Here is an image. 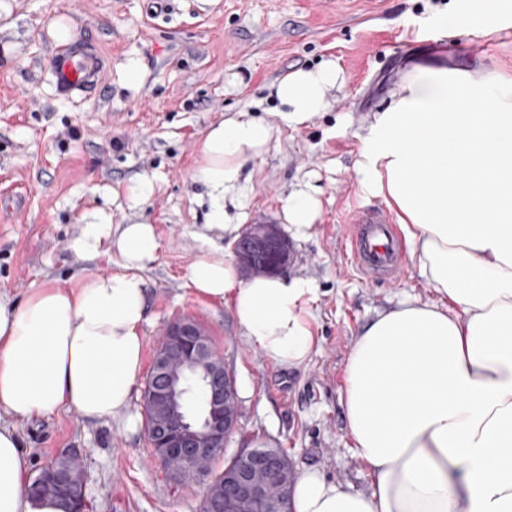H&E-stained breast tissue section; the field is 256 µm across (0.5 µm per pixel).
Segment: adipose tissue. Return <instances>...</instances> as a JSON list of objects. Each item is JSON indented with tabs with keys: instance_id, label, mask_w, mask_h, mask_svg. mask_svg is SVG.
<instances>
[{
	"instance_id": "ef3b65f1",
	"label": "adipose tissue",
	"mask_w": 512,
	"mask_h": 512,
	"mask_svg": "<svg viewBox=\"0 0 512 512\" xmlns=\"http://www.w3.org/2000/svg\"><path fill=\"white\" fill-rule=\"evenodd\" d=\"M343 78L334 62L285 74L270 87L289 127L327 111ZM273 126L239 111L197 145L204 225L214 238L245 219L248 163L268 152ZM366 194L394 212L419 272L437 293L377 314L344 367L340 401L366 492L317 471L294 483L293 512H512V68L415 64L396 83L362 140ZM318 190L292 191L288 231L306 236ZM78 256H117V271L76 286L40 285L22 302L0 296V512H59L28 494L15 421L72 412L125 429L143 368V269L157 258L153 224L113 228L97 214L68 244ZM189 283L201 297L231 296L241 333L270 360L301 365L313 346L300 278L241 281L214 253Z\"/></svg>"
}]
</instances>
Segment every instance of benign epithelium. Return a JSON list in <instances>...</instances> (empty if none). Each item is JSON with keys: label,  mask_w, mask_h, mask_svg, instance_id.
<instances>
[{"label": "benign epithelium", "mask_w": 512, "mask_h": 512, "mask_svg": "<svg viewBox=\"0 0 512 512\" xmlns=\"http://www.w3.org/2000/svg\"><path fill=\"white\" fill-rule=\"evenodd\" d=\"M290 243L271 224H254L234 245L243 275L274 276L285 270ZM148 417L147 439L157 451L166 476L211 478V498L218 512H291L290 486L295 474L288 456L278 449L237 450L221 479L211 476L214 451L226 447L242 412L224 359L198 321L184 318L166 326L154 353L143 392ZM83 467L80 453L69 448L61 461L39 474L36 483L52 488L61 512H84V479L70 463Z\"/></svg>", "instance_id": "obj_1"}]
</instances>
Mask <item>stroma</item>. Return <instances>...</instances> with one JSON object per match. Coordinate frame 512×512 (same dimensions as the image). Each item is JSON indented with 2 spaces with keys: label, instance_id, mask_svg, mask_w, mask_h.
Wrapping results in <instances>:
<instances>
[{
  "label": "stroma",
  "instance_id": "obj_1",
  "mask_svg": "<svg viewBox=\"0 0 512 512\" xmlns=\"http://www.w3.org/2000/svg\"><path fill=\"white\" fill-rule=\"evenodd\" d=\"M477 7L500 10L501 29L449 36L443 18ZM59 21L72 23L74 42L101 51V95L74 102L54 89L51 30ZM423 54L449 66L469 58L512 66V0H0V294L19 301L30 288L71 286L81 272L110 270L107 257L83 261L67 248L93 214L116 225L150 221L161 248L142 272L143 362L151 364L167 324L193 318L223 356L242 407L214 472L238 449L267 441L295 471L314 469L366 491L370 477L339 400L346 359L377 313L435 293L407 252L397 280L366 282L345 249L346 231L360 212L387 209L360 190L361 139ZM131 58L142 65L136 87L124 77ZM326 59L345 78L331 109L296 128L280 125L268 87ZM238 110L274 126L269 151L249 164L248 223L282 226L295 186L319 189V217L307 237L293 240L286 270L314 290L305 309L313 347L297 367L253 347L230 301L188 286L191 265L210 252L200 238L206 209L193 178L196 146L211 123ZM143 178L153 193L133 202L128 189ZM144 385L137 380L133 389L132 432L70 412L17 423L28 469L74 448L89 512H200L205 480L170 482L147 441Z\"/></svg>",
  "mask_w": 512,
  "mask_h": 512
}]
</instances>
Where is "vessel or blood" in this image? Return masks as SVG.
<instances>
[{
  "mask_svg": "<svg viewBox=\"0 0 512 512\" xmlns=\"http://www.w3.org/2000/svg\"><path fill=\"white\" fill-rule=\"evenodd\" d=\"M102 69V57L95 49L66 44L55 51L53 77L63 95H95L101 88ZM349 251L367 281L392 280L401 274L400 250L384 213L368 212L357 218L349 234Z\"/></svg>",
  "mask_w": 512,
  "mask_h": 512,
  "instance_id": "vessel-or-blood-1",
  "label": "vessel or blood"
}]
</instances>
